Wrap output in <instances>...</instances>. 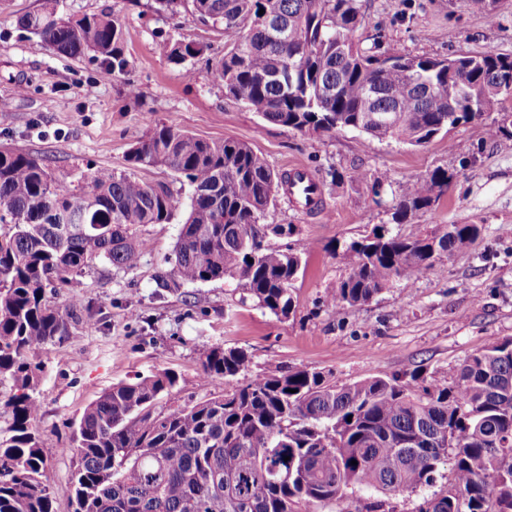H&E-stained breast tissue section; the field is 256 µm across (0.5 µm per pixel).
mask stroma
Returning a JSON list of instances; mask_svg holds the SVG:
<instances>
[{"mask_svg": "<svg viewBox=\"0 0 512 512\" xmlns=\"http://www.w3.org/2000/svg\"><path fill=\"white\" fill-rule=\"evenodd\" d=\"M43 0H0V145L40 158L65 182L100 168L126 170L129 150L158 124L208 140L250 145L276 171L299 163L320 180L327 212L307 216L278 197L262 225L292 224L293 236H267L273 248L303 252L292 287L294 310L281 318L244 299L238 279L157 291L181 229L179 221L141 227L151 247L129 272L95 263L81 278V304L70 333L44 350L36 424L59 501L71 493L74 423L113 384L175 372L178 397L215 392L201 385L200 365L215 346L245 351L249 377L280 366L332 372L336 383L371 377L409 380L433 373L451 380L473 352L512 339V149L487 134L492 114L460 125L422 147L386 143L355 130L304 136L263 120L224 92L212 75L223 35L190 13L153 12V0H59L63 13H117L124 24L127 74L103 78L93 55L53 53L17 26ZM365 45L413 55L512 56V0L494 19L469 0H362ZM194 41L203 54L170 62L163 40ZM193 78H184V70ZM136 94H129V87ZM365 174L355 180V171ZM448 172V191L407 224L392 221L403 186ZM448 224H478L468 250L438 262L423 278L398 281L371 301L328 308L326 295L346 275L348 243L388 226L409 237Z\"/></svg>", "mask_w": 512, "mask_h": 512, "instance_id": "1", "label": "stroma"}]
</instances>
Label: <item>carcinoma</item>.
<instances>
[{
    "mask_svg": "<svg viewBox=\"0 0 512 512\" xmlns=\"http://www.w3.org/2000/svg\"><path fill=\"white\" fill-rule=\"evenodd\" d=\"M58 2L45 0L18 26L57 54L93 53L104 73H126L120 17L63 15ZM186 6L224 36L212 74L225 94L268 122L301 134L353 129L418 147L495 112L488 135L512 145L505 97L491 92L512 83L511 56L396 54L383 65L379 46L356 38L361 0H154L153 9L176 15ZM268 20L288 24L297 39L286 47L270 41ZM163 47L176 65L203 52L192 41ZM127 162V171L99 169L72 186L34 155L0 146V384L10 385L11 412L0 428V512H325L347 500L358 503L356 512H396L397 501L435 485L413 512H512V340L471 354L447 383L419 373L338 385L330 372L276 366L183 401L170 371L119 382L82 412L72 493L58 502L35 431L40 353L69 334L80 300L58 304L52 292L96 261L136 268L149 249L138 229L169 224L182 209L158 288L236 277L260 307L286 318L302 266L301 251L263 245L267 234L288 237L296 228L259 227L287 176L248 144L157 125ZM143 167L188 181V201L164 183L141 181L135 170ZM446 190L440 170L409 181L392 219L409 221ZM481 233L478 224L411 237L379 228L349 244L353 260L326 304L357 306L398 280L422 278ZM249 365L246 352L217 346L201 378L227 383Z\"/></svg>",
    "mask_w": 512,
    "mask_h": 512,
    "instance_id": "cac0c4a2",
    "label": "carcinoma"
}]
</instances>
